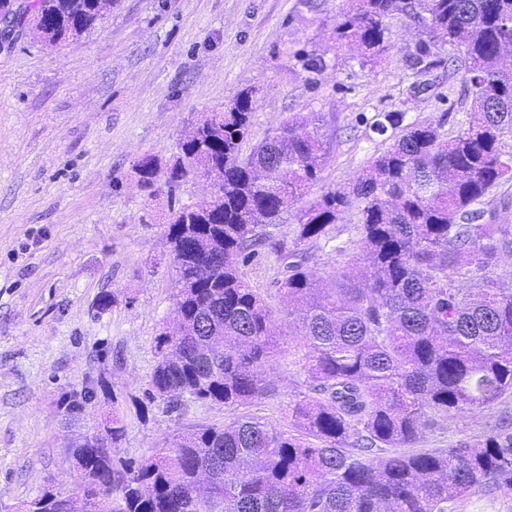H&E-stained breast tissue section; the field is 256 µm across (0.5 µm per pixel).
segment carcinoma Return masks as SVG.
<instances>
[{"instance_id":"1","label":"carcinoma","mask_w":512,"mask_h":512,"mask_svg":"<svg viewBox=\"0 0 512 512\" xmlns=\"http://www.w3.org/2000/svg\"><path fill=\"white\" fill-rule=\"evenodd\" d=\"M334 28L339 47L369 60L388 49L385 20L422 27L416 64L454 48L466 66L473 112L458 131L445 121L385 112L371 129L403 126L346 187L294 209L319 178L329 146L315 112L281 122L246 156L252 95L202 117L175 162L154 155L133 170L139 185L168 189L215 175L219 189L171 206L164 237L178 284L175 327L156 338L145 391L168 413L208 402L232 411L157 448L138 463L114 458L118 413L70 449L79 488L64 501L40 497L19 512H448L475 492L512 493V423L483 439L413 451L422 430L450 412L474 414L512 396V224L483 208L500 195L512 207V0H353ZM117 0H0L15 27L64 46L93 28ZM357 205V238L332 234ZM295 210L293 237L273 228ZM347 256L320 285L312 247ZM283 268L275 314L240 267L261 251ZM469 287L463 288L460 282ZM299 324L295 362L308 393L283 412L284 430L243 412L275 391L265 366L278 323ZM94 391L63 398L82 413Z\"/></svg>"}]
</instances>
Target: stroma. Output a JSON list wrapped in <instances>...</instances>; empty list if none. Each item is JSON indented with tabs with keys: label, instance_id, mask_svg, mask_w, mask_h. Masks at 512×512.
I'll return each mask as SVG.
<instances>
[{
	"label": "stroma",
	"instance_id": "1",
	"mask_svg": "<svg viewBox=\"0 0 512 512\" xmlns=\"http://www.w3.org/2000/svg\"><path fill=\"white\" fill-rule=\"evenodd\" d=\"M349 5L120 0L77 42L49 47L25 35L0 50V512L52 486L77 490L68 448L112 416L126 427L115 446L125 461L226 417L209 403L177 416L155 402L144 418L135 414L176 292L168 206L200 202L212 190L211 180L196 178L149 192L136 182L140 158L173 161L186 130L251 87L249 145L293 114L322 117L329 156L301 200L307 206L393 142L395 129L372 130L378 114L442 117L453 129L470 111L452 47L440 46V65L415 74L419 32L403 15L388 19L390 47L379 62L337 48L331 31ZM418 78L429 91L409 95ZM243 273L271 308L281 307L274 254ZM267 374L276 391L249 411L279 425L288 402L306 392V375L285 351ZM86 387L95 399L84 413L67 414L62 397ZM506 413L512 396L463 419L442 417L419 445L491 434Z\"/></svg>",
	"mask_w": 512,
	"mask_h": 512
}]
</instances>
